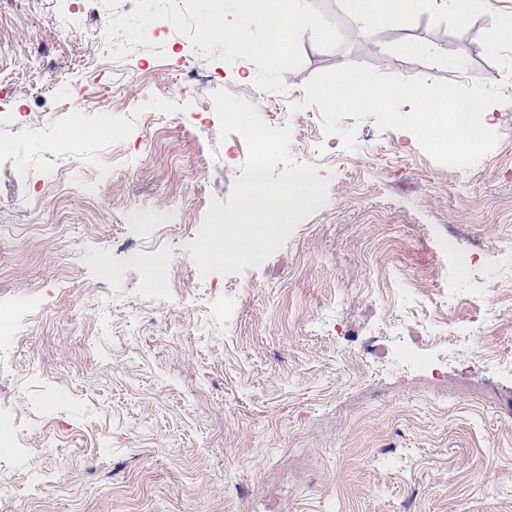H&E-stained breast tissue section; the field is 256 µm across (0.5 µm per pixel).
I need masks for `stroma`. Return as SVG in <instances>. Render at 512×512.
Returning <instances> with one entry per match:
<instances>
[{"instance_id":"35a3bbf8","label":"stroma","mask_w":512,"mask_h":512,"mask_svg":"<svg viewBox=\"0 0 512 512\" xmlns=\"http://www.w3.org/2000/svg\"><path fill=\"white\" fill-rule=\"evenodd\" d=\"M309 2L344 41L302 37L287 95L265 94L259 114L290 126V154L328 179V202L259 266L193 267L178 288L171 264L189 259L211 201H227L212 185L247 147L208 140L220 125L210 94L172 90L206 79L248 101L256 67L202 58L171 26L165 59L140 45L91 63L104 6L70 38L63 0H0V109L33 121L0 127V303L40 295L22 352H0V408H22L16 433L31 446L19 467L0 450V476L45 482L0 494V512H512V374L435 380L388 365L394 338L424 348L448 336L452 312L471 343L512 361V294L486 304L478 274L459 270L471 238H512V81L480 40L512 0H486L460 33L424 12L389 38L360 31L336 0ZM413 41L438 46L447 67L382 62L381 49ZM349 63L502 84L498 145L453 173L370 117L341 120L356 129L352 151L318 108L294 122L307 81ZM90 96L109 112L80 110ZM75 114L81 158L62 172L48 143L72 137ZM168 198L176 232L140 227ZM134 255L155 288H140ZM340 325L360 336L341 350Z\"/></svg>"}]
</instances>
